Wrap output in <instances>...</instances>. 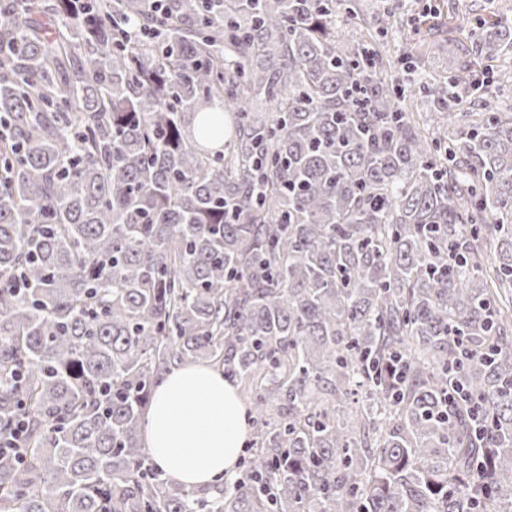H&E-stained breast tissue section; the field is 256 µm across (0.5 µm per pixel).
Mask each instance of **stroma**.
Wrapping results in <instances>:
<instances>
[{
  "label": "stroma",
  "instance_id": "1",
  "mask_svg": "<svg viewBox=\"0 0 512 512\" xmlns=\"http://www.w3.org/2000/svg\"><path fill=\"white\" fill-rule=\"evenodd\" d=\"M362 17L386 46L395 60L393 73L409 90L423 85L434 88L435 102H447L449 88L448 53L421 56L410 32L427 30L435 39L447 37L449 26L460 29L459 38L466 46L463 57L474 75L475 87L463 94L455 109L479 119L486 101H493L499 111L512 113V48L502 49L496 60L480 56L471 37L477 26L487 28L512 24V0H358Z\"/></svg>",
  "mask_w": 512,
  "mask_h": 512
}]
</instances>
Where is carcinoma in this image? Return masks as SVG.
I'll use <instances>...</instances> for the list:
<instances>
[{"label":"carcinoma","mask_w":512,"mask_h":512,"mask_svg":"<svg viewBox=\"0 0 512 512\" xmlns=\"http://www.w3.org/2000/svg\"><path fill=\"white\" fill-rule=\"evenodd\" d=\"M340 15L0 0V512H512V113L430 125ZM199 360L254 427L229 492L142 444Z\"/></svg>","instance_id":"cac0c4a2"}]
</instances>
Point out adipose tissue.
I'll use <instances>...</instances> for the list:
<instances>
[{
  "label": "adipose tissue",
  "mask_w": 512,
  "mask_h": 512,
  "mask_svg": "<svg viewBox=\"0 0 512 512\" xmlns=\"http://www.w3.org/2000/svg\"><path fill=\"white\" fill-rule=\"evenodd\" d=\"M147 420L145 444L167 476L205 486L235 474L248 425L235 387L220 371L206 366L171 371Z\"/></svg>",
  "instance_id": "ef3b65f1"
}]
</instances>
